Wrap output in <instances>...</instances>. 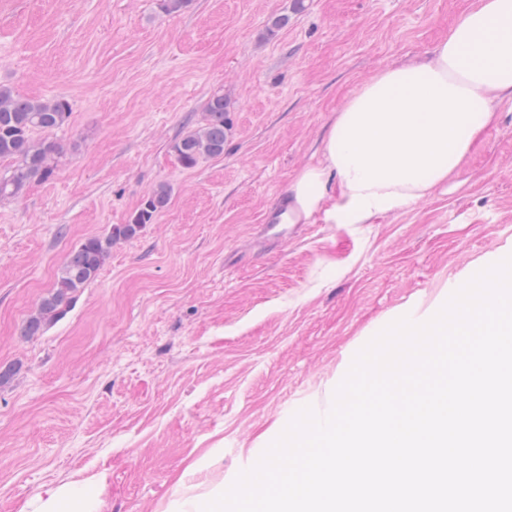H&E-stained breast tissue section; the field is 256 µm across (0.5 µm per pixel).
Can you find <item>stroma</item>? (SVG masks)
I'll use <instances>...</instances> for the list:
<instances>
[{"label": "stroma", "mask_w": 512, "mask_h": 512, "mask_svg": "<svg viewBox=\"0 0 512 512\" xmlns=\"http://www.w3.org/2000/svg\"><path fill=\"white\" fill-rule=\"evenodd\" d=\"M474 2L193 0L166 14L158 0H0V85L71 104L55 176L0 200V512H38L44 489L73 484H96L88 512L206 494L296 406L332 405L401 313L429 314L512 255L511 102L424 201L258 246L347 98L427 56ZM218 91L224 154L182 168L172 145ZM161 183L168 209L113 247L62 318L21 336L68 252Z\"/></svg>", "instance_id": "obj_1"}]
</instances>
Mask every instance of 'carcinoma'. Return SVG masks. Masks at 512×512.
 I'll return each mask as SVG.
<instances>
[{"mask_svg":"<svg viewBox=\"0 0 512 512\" xmlns=\"http://www.w3.org/2000/svg\"><path fill=\"white\" fill-rule=\"evenodd\" d=\"M229 102L216 94L205 104L200 124L173 145L178 163L192 169L203 159L224 155L230 130ZM71 107L63 97L31 99L20 97L0 86V163L9 162L8 174L0 176V199L13 197L32 182L48 180L55 173L66 149L50 136L68 120ZM171 187L153 188L126 224H116L104 234L86 237L66 256L51 290L36 303L23 323L20 335L32 337L58 319L78 293L100 273L111 256L112 247L139 235L147 224L170 203Z\"/></svg>","mask_w":512,"mask_h":512,"instance_id":"cac0c4a2","label":"carcinoma"}]
</instances>
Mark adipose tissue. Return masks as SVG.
<instances>
[{
	"instance_id": "obj_1",
	"label": "adipose tissue",
	"mask_w": 512,
	"mask_h": 512,
	"mask_svg": "<svg viewBox=\"0 0 512 512\" xmlns=\"http://www.w3.org/2000/svg\"><path fill=\"white\" fill-rule=\"evenodd\" d=\"M512 101V0H478L421 62L384 67L339 109L288 188L295 222L368 224L459 171Z\"/></svg>"
}]
</instances>
